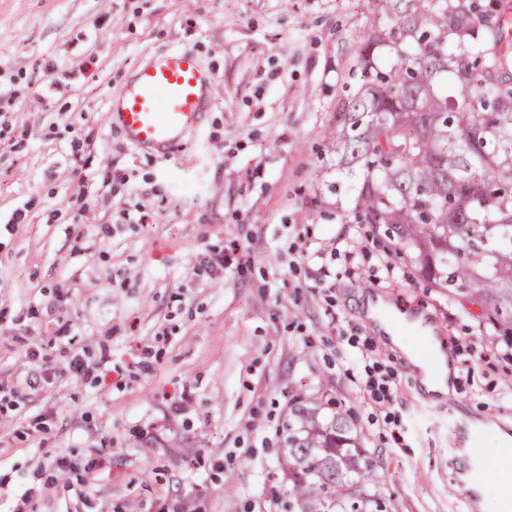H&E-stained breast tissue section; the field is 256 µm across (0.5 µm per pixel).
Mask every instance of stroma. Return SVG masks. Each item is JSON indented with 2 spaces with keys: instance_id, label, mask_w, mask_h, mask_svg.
Here are the masks:
<instances>
[{
  "instance_id": "obj_1",
  "label": "stroma",
  "mask_w": 512,
  "mask_h": 512,
  "mask_svg": "<svg viewBox=\"0 0 512 512\" xmlns=\"http://www.w3.org/2000/svg\"><path fill=\"white\" fill-rule=\"evenodd\" d=\"M374 20L392 23L362 0H0V381L45 374L0 395V512H65L85 466L81 512H282V423L311 393L350 415L397 512H461L456 421L512 426V356L418 265L385 278L376 232L351 221L365 173L338 166L336 137ZM176 46L216 83L203 130L164 157L107 113ZM370 293L424 304L451 337V406L421 400Z\"/></svg>"
}]
</instances>
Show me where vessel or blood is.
I'll return each instance as SVG.
<instances>
[{"label":"vessel or blood","instance_id":"1","mask_svg":"<svg viewBox=\"0 0 512 512\" xmlns=\"http://www.w3.org/2000/svg\"><path fill=\"white\" fill-rule=\"evenodd\" d=\"M215 74L185 47L163 50L140 65L123 89L112 96L108 118L134 147L171 154L202 126ZM467 448L453 459L451 482L466 512H478L488 487L489 462L480 451L482 431L474 420L456 424Z\"/></svg>","mask_w":512,"mask_h":512}]
</instances>
